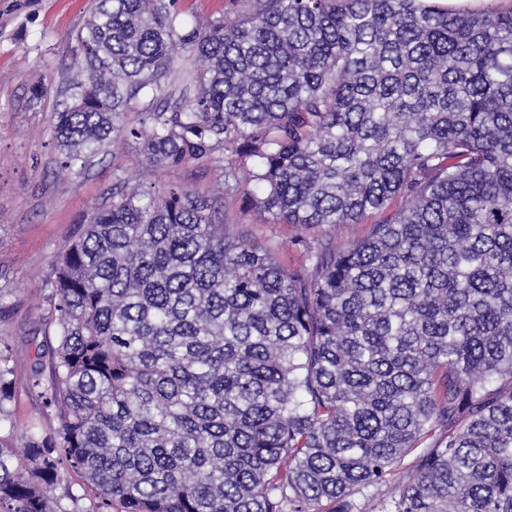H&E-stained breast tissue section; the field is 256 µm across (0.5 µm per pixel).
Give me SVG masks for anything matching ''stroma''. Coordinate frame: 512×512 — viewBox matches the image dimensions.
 I'll use <instances>...</instances> for the list:
<instances>
[{
	"mask_svg": "<svg viewBox=\"0 0 512 512\" xmlns=\"http://www.w3.org/2000/svg\"><path fill=\"white\" fill-rule=\"evenodd\" d=\"M90 6L91 0H0V291L9 306L0 337L14 352L21 424L41 409L25 379L36 349L54 342L41 286L56 254L80 221L109 201L116 177L133 185L154 179L138 153L120 143L80 173L58 168L53 118L67 99L74 35ZM41 84L47 94L31 99L30 87Z\"/></svg>",
	"mask_w": 512,
	"mask_h": 512,
	"instance_id": "obj_1",
	"label": "stroma"
}]
</instances>
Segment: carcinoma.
Listing matches in <instances>:
<instances>
[{
	"mask_svg": "<svg viewBox=\"0 0 512 512\" xmlns=\"http://www.w3.org/2000/svg\"><path fill=\"white\" fill-rule=\"evenodd\" d=\"M75 40L59 169L120 139L222 191L118 176L57 254L21 426L0 339V512H79L72 472L97 512H361L414 451L377 512H512V10L94 0ZM229 200L377 220L287 263Z\"/></svg>",
	"mask_w": 512,
	"mask_h": 512,
	"instance_id": "cac0c4a2",
	"label": "carcinoma"
}]
</instances>
